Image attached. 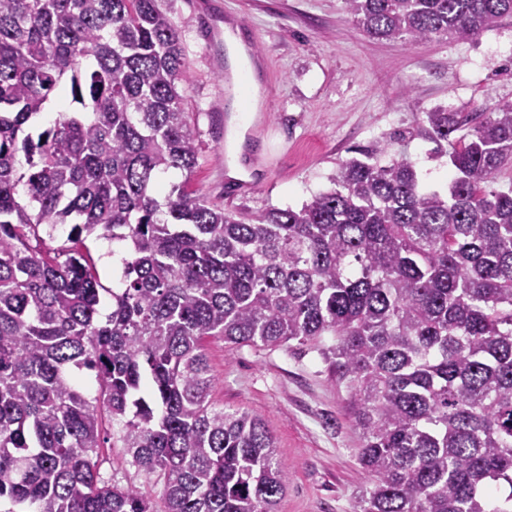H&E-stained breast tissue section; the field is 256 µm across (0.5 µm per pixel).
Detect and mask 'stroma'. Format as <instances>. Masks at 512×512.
Instances as JSON below:
<instances>
[{"label":"stroma","instance_id":"obj_1","mask_svg":"<svg viewBox=\"0 0 512 512\" xmlns=\"http://www.w3.org/2000/svg\"><path fill=\"white\" fill-rule=\"evenodd\" d=\"M182 27L188 60L185 109L199 144L193 178L224 205V137L215 113L235 110L224 99L223 65L213 60L224 43L214 40L224 13L236 11L267 60L258 86L267 135L259 149L267 171L262 186L234 199L254 212L298 207L330 188L339 160L351 150L388 139L413 126L419 113L442 106L484 112L512 101V18L478 37L414 45L375 40L351 23L343 0H165ZM421 139L406 143L420 183L442 188L448 159ZM215 379L211 399L264 420L278 458L288 470L279 512H356L369 478L357 461L359 433L349 414V392L317 352L254 348L209 340ZM104 479L160 489L131 465L123 449L101 448Z\"/></svg>","mask_w":512,"mask_h":512}]
</instances>
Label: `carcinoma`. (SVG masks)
<instances>
[{
	"instance_id": "cac0c4a2",
	"label": "carcinoma",
	"mask_w": 512,
	"mask_h": 512,
	"mask_svg": "<svg viewBox=\"0 0 512 512\" xmlns=\"http://www.w3.org/2000/svg\"><path fill=\"white\" fill-rule=\"evenodd\" d=\"M372 38H473L512 0H345ZM182 31L162 0H0V501L25 512H277L263 419L211 401L206 343L316 349L351 391L359 512H512V101L356 146L299 208L191 188ZM56 99L72 109L42 123ZM452 167L420 186L389 146ZM181 173L163 184L160 175ZM70 225L44 253L39 232ZM94 235L123 245L101 311ZM90 371L97 398L74 372ZM163 507L102 479L103 415ZM405 147L395 145L393 148H405L407 153L416 161V169L420 183L434 188H445L448 181V156L435 157L432 153L436 145L421 139H412Z\"/></svg>"
}]
</instances>
